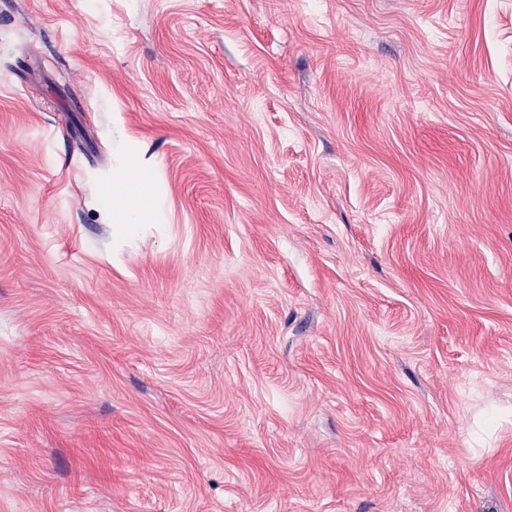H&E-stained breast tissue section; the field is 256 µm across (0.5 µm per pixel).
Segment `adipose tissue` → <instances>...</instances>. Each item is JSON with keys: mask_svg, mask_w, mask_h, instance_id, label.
I'll use <instances>...</instances> for the list:
<instances>
[{"mask_svg": "<svg viewBox=\"0 0 512 512\" xmlns=\"http://www.w3.org/2000/svg\"><path fill=\"white\" fill-rule=\"evenodd\" d=\"M150 179V172L142 168L136 158H129L113 181L115 223L140 224L157 217V208L142 193Z\"/></svg>", "mask_w": 512, "mask_h": 512, "instance_id": "obj_1", "label": "adipose tissue"}]
</instances>
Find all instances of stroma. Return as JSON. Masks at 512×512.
I'll use <instances>...</instances> for the list:
<instances>
[{
	"instance_id": "stroma-1",
	"label": "stroma",
	"mask_w": 512,
	"mask_h": 512,
	"mask_svg": "<svg viewBox=\"0 0 512 512\" xmlns=\"http://www.w3.org/2000/svg\"><path fill=\"white\" fill-rule=\"evenodd\" d=\"M0 512H512V0H0ZM151 178L150 172L142 168L135 157L129 158L127 165L113 180L114 223L140 224L158 216V209L141 192Z\"/></svg>"
}]
</instances>
